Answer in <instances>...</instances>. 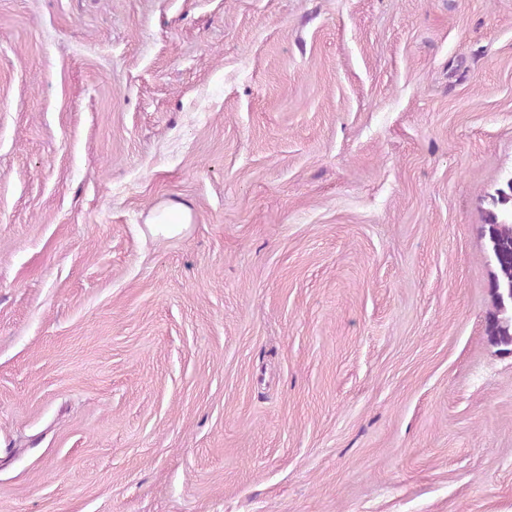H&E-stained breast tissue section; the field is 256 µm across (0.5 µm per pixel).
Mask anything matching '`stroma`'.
I'll return each mask as SVG.
<instances>
[{
    "instance_id": "1",
    "label": "stroma",
    "mask_w": 512,
    "mask_h": 512,
    "mask_svg": "<svg viewBox=\"0 0 512 512\" xmlns=\"http://www.w3.org/2000/svg\"><path fill=\"white\" fill-rule=\"evenodd\" d=\"M511 174L512 0H0V512H512ZM493 210L489 211L486 220L487 248L497 266L490 284L496 302V313L488 321V336L497 344L512 346V305L508 297L512 288V176L503 187L497 189L492 198ZM511 214V220L505 215ZM506 310L502 312V298Z\"/></svg>"
}]
</instances>
